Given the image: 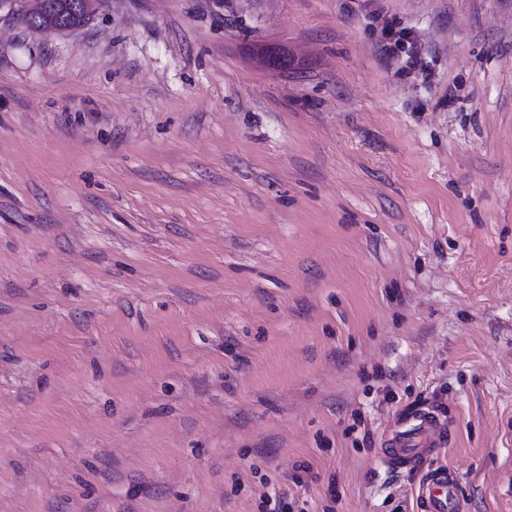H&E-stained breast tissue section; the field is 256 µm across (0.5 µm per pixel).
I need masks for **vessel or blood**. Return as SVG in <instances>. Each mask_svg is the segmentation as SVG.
Segmentation results:
<instances>
[{"mask_svg":"<svg viewBox=\"0 0 512 512\" xmlns=\"http://www.w3.org/2000/svg\"><path fill=\"white\" fill-rule=\"evenodd\" d=\"M445 439L443 413L427 404L418 405L393 422L384 440L383 461L394 470L418 469ZM418 495L424 512H463L458 479L449 471L426 475Z\"/></svg>","mask_w":512,"mask_h":512,"instance_id":"vessel-or-blood-1","label":"vessel or blood"}]
</instances>
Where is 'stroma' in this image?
Instances as JSON below:
<instances>
[{"label":"stroma","instance_id":"35a3bbf8","mask_svg":"<svg viewBox=\"0 0 512 512\" xmlns=\"http://www.w3.org/2000/svg\"><path fill=\"white\" fill-rule=\"evenodd\" d=\"M423 400L512 512V0L0 18V512H421ZM446 418L428 404L400 413L384 440V463L393 470H417L444 445Z\"/></svg>","mask_w":512,"mask_h":512}]
</instances>
